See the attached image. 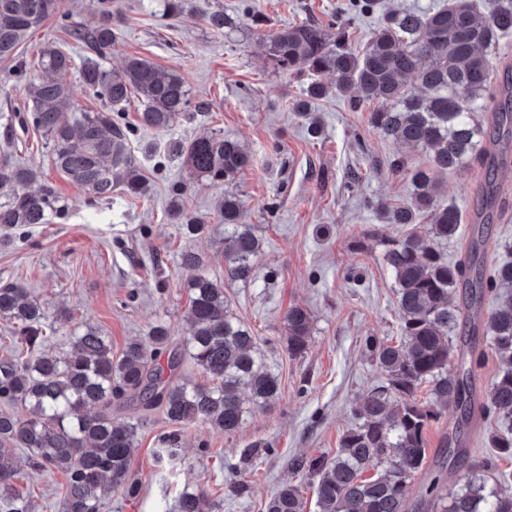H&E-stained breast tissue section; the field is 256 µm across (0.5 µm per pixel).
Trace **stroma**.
<instances>
[{"label":"stroma","mask_w":512,"mask_h":512,"mask_svg":"<svg viewBox=\"0 0 512 512\" xmlns=\"http://www.w3.org/2000/svg\"><path fill=\"white\" fill-rule=\"evenodd\" d=\"M207 2L185 0L182 16L174 20L164 16L162 0H115L121 22L110 64L139 56L176 70L192 96L189 114L169 136L137 131L134 150L164 144L170 136L187 140L218 130L249 152L251 162L231 190L242 201V223L262 239L263 250L253 278L226 284L225 292L232 312L258 336L281 390L269 409L249 414L235 434L206 423L183 429L180 455L170 463L157 460L170 424L138 402L114 404L115 421L140 425L131 470L141 490L135 497L113 493L103 512H176L180 494L196 483L204 488L211 512H261L265 500L286 483L300 486L307 502H314V487L294 470V459L335 455L360 398L385 379L365 349V338L400 339L396 287L383 254L387 241L408 228L385 223L378 211L382 205L405 203L413 194L407 175L387 168L388 157L400 147L369 126L367 112L350 111L346 97L336 95L315 103L322 134L309 136L305 120L293 109L307 77L275 72L257 49L270 30L309 18L328 19L347 0H251L254 11L270 20L259 29L242 18V0H221L225 13L237 19L226 35L206 24ZM437 2L379 0L375 13H349L348 26L357 42L364 43L382 13L398 7L424 10ZM28 103L24 83H0V131L16 127L11 141L0 138V160L8 157L40 168L41 183L56 189L69 217L61 224L0 229V281L21 284L46 306L55 328L49 343L58 349L67 348L78 324L108 336L116 356L130 341L145 338L154 323H166L181 334L188 301L178 269L180 253L196 252L212 277L224 276L218 189L193 182L181 196L185 211L209 226L198 236L183 234L167 218L172 185L183 178L179 162L171 158H141L150 187L145 197L116 193L108 201H91L52 166L42 134L19 127ZM503 160L501 200L484 227L481 260L487 269L512 261V148ZM353 173L359 185L351 191L345 183ZM484 174L475 162L441 178L438 204L457 208L463 217L457 236L437 245L450 262L467 257ZM293 305L311 314L310 348L296 358L285 347L284 317ZM60 307L71 310V320L57 319ZM459 421V411L451 406L429 428V470L409 484L410 498L420 497L430 473L438 470L446 489H457L467 466L488 453L489 434L508 428L484 418L464 427ZM454 435L466 455L448 466L445 440ZM254 444L264 446V453L241 475L231 474L228 463ZM16 457L20 495L31 501L34 512H61L63 475L31 470L25 452ZM239 479L248 484L241 497L230 491Z\"/></svg>","instance_id":"stroma-1"}]
</instances>
